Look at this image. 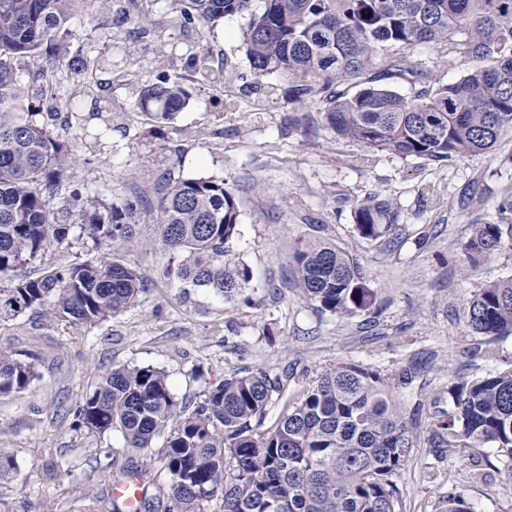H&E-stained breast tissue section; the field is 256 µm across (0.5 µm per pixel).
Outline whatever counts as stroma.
<instances>
[{"label": "stroma", "instance_id": "obj_1", "mask_svg": "<svg viewBox=\"0 0 512 512\" xmlns=\"http://www.w3.org/2000/svg\"><path fill=\"white\" fill-rule=\"evenodd\" d=\"M116 8L129 18L120 29L113 10L80 8L69 50L94 56L113 34L142 37L125 74L96 70L83 78L100 83L125 132H113L112 149H99L78 125L57 118L58 102L44 100L40 118L73 150L76 183L104 193L152 191L166 170L177 178L226 180L242 233L225 260L248 265L252 280L241 301L186 286L170 273L169 254L153 245L145 218L134 242L117 254L148 283L134 306L94 326L30 314L0 324V349L32 358L37 372L26 390L0 395V448L12 459L11 472L0 478V512H113L112 471L126 464L149 468L150 493L166 486L162 439L134 450L120 430L74 425V410L112 366L165 370L176 399L190 406L234 367L287 377L286 391L295 394L341 363L398 380L402 410L420 423L418 445L394 477L401 512H435L452 487L463 490L475 512H512V480L493 467L495 449H483L486 477L476 480L468 454L442 458L428 443L429 423L447 410L455 377L512 368V335L495 342L494 361L468 354L475 338L464 314L483 283L512 279V247L475 266L464 252L475 225L496 221L498 203L512 196V132L491 150L450 163L370 152L326 126L321 95L296 99L288 78L255 76L243 45L247 17H227L201 32L177 24L171 0H117ZM193 42L223 69V87L198 82L182 54ZM411 54L433 86L477 65L441 44L420 43ZM162 73L181 77L191 99L150 137L131 88ZM370 194L400 211L392 246L355 230L354 209ZM313 239L335 243L359 265L379 293L380 316L324 315L288 287L294 247Z\"/></svg>", "mask_w": 512, "mask_h": 512}]
</instances>
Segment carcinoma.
<instances>
[{
  "mask_svg": "<svg viewBox=\"0 0 512 512\" xmlns=\"http://www.w3.org/2000/svg\"><path fill=\"white\" fill-rule=\"evenodd\" d=\"M176 22L203 29L227 16L247 15L246 54L260 77L281 73L295 94L319 92L323 117L337 136L404 158L462 159L492 148L512 129V0H175ZM111 0H0V323L51 313L73 326L95 325L130 308L147 288L138 269L112 253L133 238L138 217H154L157 240L177 263L178 277L232 299L251 280L243 263L224 257L241 236L235 195L217 178H174L165 172L151 194L107 200L96 187H73L68 144L39 119L23 75L54 94L58 73L87 70L82 55L66 58L68 23L81 6ZM417 43L445 44L480 65L453 83L406 96L364 78L382 61L387 77L417 81L410 55ZM190 64L207 81L224 74L198 53ZM339 80L345 91L332 89ZM190 99L176 78L159 75L136 89L135 106L171 121ZM495 222L477 224L464 251L471 264L512 242V199ZM355 229L390 245L399 210L370 195L354 210ZM90 241L98 256L68 266H36L74 241ZM295 286L332 316L374 313L378 294L357 263L330 242H303L292 254ZM472 332L487 340L472 348L489 360L493 343L512 335V279L488 281L466 308ZM36 378L33 363L0 351V394L20 392ZM451 406L436 415L431 441L448 456L493 447L512 474V370L456 378ZM283 411L264 427L268 406ZM76 425L122 431L128 448L163 438L167 490L147 496V470L121 466L115 480L142 486L136 512H205L221 496L223 512H399L392 480L417 440L416 421L400 410L391 378L342 363L298 395L263 368H232L224 381L183 413L159 368L115 366L76 409ZM439 512H474L461 491Z\"/></svg>",
  "mask_w": 512,
  "mask_h": 512,
  "instance_id": "obj_1",
  "label": "carcinoma"
}]
</instances>
